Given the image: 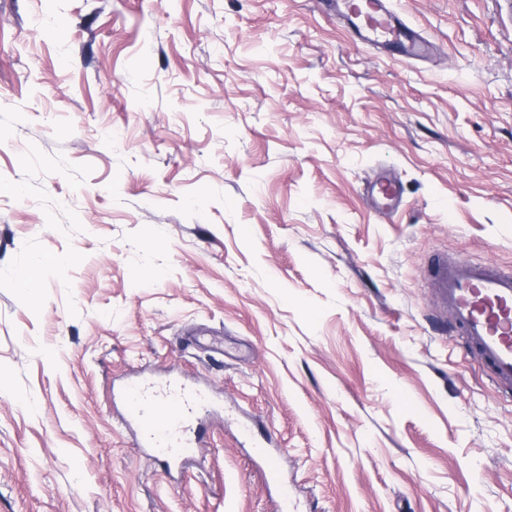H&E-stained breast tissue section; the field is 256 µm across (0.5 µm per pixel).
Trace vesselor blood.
Here are the masks:
<instances>
[{
	"instance_id": "b4317fda",
	"label": "vessel or blood",
	"mask_w": 512,
	"mask_h": 512,
	"mask_svg": "<svg viewBox=\"0 0 512 512\" xmlns=\"http://www.w3.org/2000/svg\"><path fill=\"white\" fill-rule=\"evenodd\" d=\"M321 3L339 17L358 42L398 48L407 59L423 58L431 51L423 33L394 13L386 0H372L366 14L352 4L337 6L336 0ZM364 194L388 217L401 206L399 180L388 170L367 181ZM429 277L451 331L462 336L498 388L512 390V269L491 263H462L441 254L434 260ZM123 399V421L137 428L152 459L171 469L191 457L193 446L188 434L208 407L203 389L132 381L124 386ZM161 407L172 410L176 425L159 421L156 411Z\"/></svg>"
}]
</instances>
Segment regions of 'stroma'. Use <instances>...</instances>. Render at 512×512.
Instances as JSON below:
<instances>
[{
    "label": "stroma",
    "mask_w": 512,
    "mask_h": 512,
    "mask_svg": "<svg viewBox=\"0 0 512 512\" xmlns=\"http://www.w3.org/2000/svg\"><path fill=\"white\" fill-rule=\"evenodd\" d=\"M392 6L429 57L319 0H0V512H512V393L428 281L512 269V0ZM134 376L209 392L183 471ZM336 1L321 0L320 3L329 13L339 17L358 42L383 49L398 48L405 59H418L429 55L431 45L423 33L394 13L385 3L386 0L372 1L369 15L360 14L356 5L345 3L340 12ZM400 180L388 170L377 172L374 181H367L364 194L366 199L372 203L385 216H392L398 212L401 206Z\"/></svg>",
    "instance_id": "stroma-1"
}]
</instances>
